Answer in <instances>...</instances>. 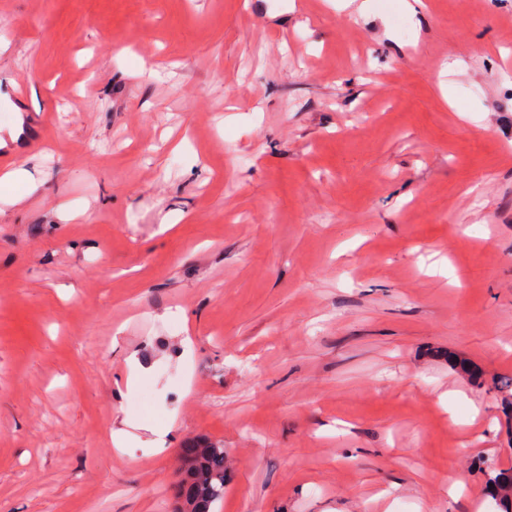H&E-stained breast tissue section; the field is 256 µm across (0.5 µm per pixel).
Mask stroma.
<instances>
[{"instance_id":"1","label":"stroma","mask_w":512,"mask_h":512,"mask_svg":"<svg viewBox=\"0 0 512 512\" xmlns=\"http://www.w3.org/2000/svg\"><path fill=\"white\" fill-rule=\"evenodd\" d=\"M0 42V512H174L200 443L211 512H500L512 0H0ZM183 457H191V462L183 468L178 491V502L186 492L197 496L212 505L224 496V450L212 444L185 448Z\"/></svg>"}]
</instances>
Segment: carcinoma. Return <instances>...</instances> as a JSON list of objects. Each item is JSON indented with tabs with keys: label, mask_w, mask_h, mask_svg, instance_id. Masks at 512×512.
Segmentation results:
<instances>
[{
	"label": "carcinoma",
	"mask_w": 512,
	"mask_h": 512,
	"mask_svg": "<svg viewBox=\"0 0 512 512\" xmlns=\"http://www.w3.org/2000/svg\"><path fill=\"white\" fill-rule=\"evenodd\" d=\"M183 456L191 458V462L183 468L178 496H197L210 505L224 496V449L207 444L186 448ZM511 486V470L499 471L487 480L486 490L502 512H512V498L508 495Z\"/></svg>",
	"instance_id": "cac0c4a2"
}]
</instances>
